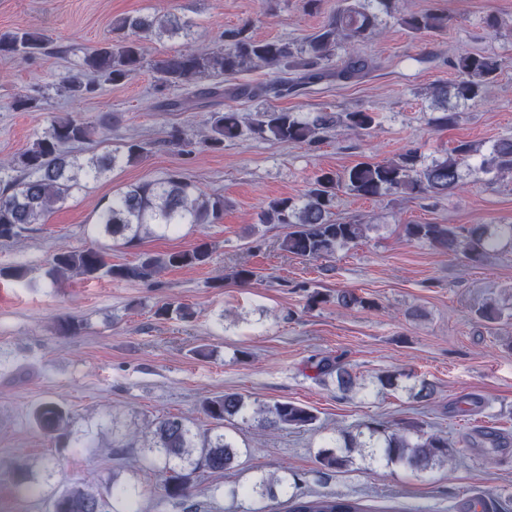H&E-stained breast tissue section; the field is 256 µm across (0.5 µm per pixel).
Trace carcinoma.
<instances>
[{
  "mask_svg": "<svg viewBox=\"0 0 512 512\" xmlns=\"http://www.w3.org/2000/svg\"><path fill=\"white\" fill-rule=\"evenodd\" d=\"M397 0H341L330 19L313 33L305 45L287 40L256 38L250 25L226 28L219 36L221 46L207 48L194 41L183 49L153 65L155 86L163 92L171 87L196 83L210 78L216 82L199 89L195 98L215 104L228 98H263L269 94H297L325 77V61L340 45L353 48L336 78L343 82L367 72L370 61L354 51L379 33L380 15H392ZM402 25L414 33H432L448 26V16L436 10L405 14ZM189 37L187 24L172 13L148 16H124L113 20L112 38L86 53L76 72L63 79L66 92L72 98L95 96L97 78L119 85L140 71L146 62V41L154 36ZM47 49L44 35L32 29H17L0 33V55L27 60ZM452 65L458 80L450 87H434L433 96L448 107V96L457 102H477L486 86L501 70V60L494 56L463 53ZM252 67L272 70L274 78L266 84L238 85L224 90L219 77H232ZM42 97L37 93L17 96L11 107L16 111L41 108ZM162 112H187L194 109L189 98L166 96L157 103ZM372 112H288L264 108L256 112L248 127L257 137H270L283 144L319 143L323 135L342 127L360 135L373 128ZM202 144L209 150L224 149V143L243 135L239 115L233 109L214 110L203 120ZM94 127L74 116H54L47 127L23 151L0 161V241H10L33 224H43L57 206L65 204L91 180L127 164L140 160L146 153V143L136 138L127 140L118 151H99L94 139ZM476 149L461 142L446 156L431 164L418 165L417 152L409 149L389 161H359L336 175L324 172L310 183L295 202L288 198L274 199L263 212L262 223L279 224L285 228L280 248L292 255L317 260L336 253L350 244L366 238L368 225L338 222L332 219L336 189L343 187L365 198L383 194H403L420 197L446 195L462 186L463 172L474 167L498 177L512 175V138L493 145L489 154L473 163ZM224 214V198L206 195L182 174L170 172L152 181L129 184L110 198L103 199L93 216L94 233L110 237L126 247H133L143 237L173 235L185 224H212ZM406 236L427 243L448 254L463 255L471 264H478L503 241L512 242V224H472L463 231L446 224H407ZM211 251L203 243L193 249L170 253H142L125 265H112L96 246L72 248L61 246L53 256L47 278L52 283L70 275L120 281L151 282L162 271L172 267L202 266ZM336 301L347 309L370 308L373 303L350 290L337 293ZM156 315L164 319L187 321L194 317L193 309L185 304L165 303ZM478 320L493 324L505 317L504 309L489 301L476 310ZM317 377L335 381L343 396L357 394L363 386L356 373L330 358L315 364ZM419 403L431 401L434 384L426 381L406 386ZM202 411L214 427L205 433L197 431L193 422L182 416H167L150 423L146 430L130 432L117 448H132L142 441L146 459L161 464L162 495L185 502L196 482L206 474H219L231 467L238 452L234 439L224 432V423L239 420L268 430L312 429L318 416L308 407L294 401H272L250 408L235 392L207 398ZM38 429L56 435L70 448L90 447L87 436L74 428V420L63 405L44 399L33 406L29 414ZM371 464H386L425 473L438 465L453 461L454 449L448 437L424 429L418 424L387 427L381 423L367 424L353 431L329 437L317 454L320 469L340 471L353 464L352 454ZM10 475L15 495L31 499L40 490L38 478L31 469L3 463ZM288 495L287 512H367L358 499L343 495L308 496L290 491L286 475L256 477L243 494L259 500L276 498V492ZM141 496L139 486L112 481L107 486L81 484L60 479L58 489L47 501V512H138Z\"/></svg>",
  "mask_w": 512,
  "mask_h": 512,
  "instance_id": "cac0c4a2",
  "label": "carcinoma"
}]
</instances>
